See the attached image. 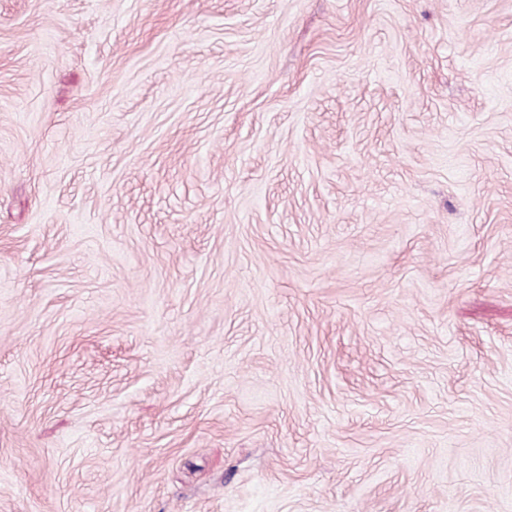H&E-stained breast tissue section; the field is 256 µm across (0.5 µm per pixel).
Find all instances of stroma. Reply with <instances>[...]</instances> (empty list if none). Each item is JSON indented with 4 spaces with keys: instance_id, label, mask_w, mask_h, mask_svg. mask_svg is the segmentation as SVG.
<instances>
[{
    "instance_id": "35a3bbf8",
    "label": "stroma",
    "mask_w": 512,
    "mask_h": 512,
    "mask_svg": "<svg viewBox=\"0 0 512 512\" xmlns=\"http://www.w3.org/2000/svg\"><path fill=\"white\" fill-rule=\"evenodd\" d=\"M0 512H512V0H0Z\"/></svg>"
}]
</instances>
